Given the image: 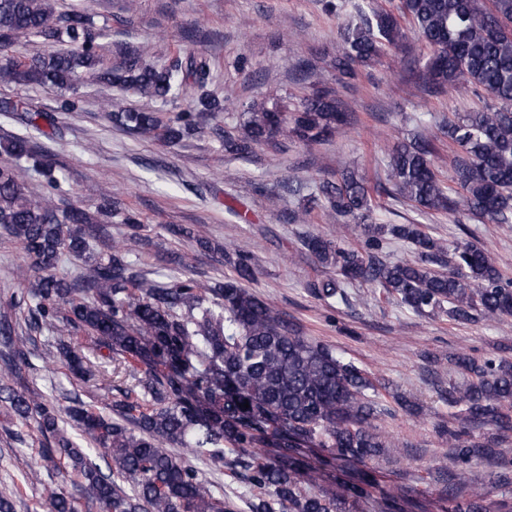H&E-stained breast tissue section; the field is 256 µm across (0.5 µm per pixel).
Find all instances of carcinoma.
<instances>
[{
  "label": "carcinoma",
  "mask_w": 512,
  "mask_h": 512,
  "mask_svg": "<svg viewBox=\"0 0 512 512\" xmlns=\"http://www.w3.org/2000/svg\"><path fill=\"white\" fill-rule=\"evenodd\" d=\"M351 6L358 22L338 31L341 48L334 60L336 80L357 77V68L379 62L413 32L429 52L425 86L485 93L493 104L456 113L438 125L455 149L453 173L444 178L435 165L432 141L414 137L394 146L385 184L371 185L355 168L319 182L308 204L291 212L294 224L307 223L315 208L329 218L355 222L360 248L346 249L330 238L308 234L302 246L336 279L321 283L325 300H347L344 285L362 282L386 299L421 317L446 316L461 323L512 317V279L506 278L483 248L449 244L418 224H380L373 213L381 196L400 198L428 213L459 208L492 224H512V0H323L325 11ZM17 37L69 42L66 51L20 56L10 51ZM215 64L200 50H186L161 65L121 51L105 65L82 16L55 11L53 0H0V83L74 91L87 74L123 92L163 104L180 101L177 112H153L112 103L117 127L145 140L170 144L200 132L205 115L232 108L230 96L208 90ZM1 112H22L38 129L53 117L18 99L0 101ZM243 124L224 132V151L250 157L256 147L291 137L320 143L346 123L336 92L316 88L288 107L286 102H252ZM0 149L15 163L0 167V228L23 247L20 271L27 330L46 329L58 337L61 362L79 377L94 372L82 355L81 337L95 340L104 358L133 371L139 393L100 409L77 402L61 416L56 404L35 391L8 383L29 365L30 336L0 321V390L14 415L31 419L47 445L42 467L65 463L72 490L46 487L49 512H77L76 503L103 512H231L200 479L189 457L167 446L189 448L240 476L259 495L249 512H363L375 499L377 512H402L391 496L374 497L376 478L368 462L384 454L389 442L375 421L387 389L335 349L299 333L285 316L250 291L252 257L235 243L222 246L197 239L221 253L234 275L207 284L170 275L157 281L129 260L117 241L92 253L86 236L106 233L102 218L78 207L61 206L56 166L25 137ZM44 178L48 192L30 197V170ZM407 242L416 258H387V236ZM64 256L83 262L68 279L54 273ZM453 365L470 375L448 382L441 398L451 409L441 433L448 436L453 470L438 469L442 512H488V486H512L500 474L479 482L473 468L482 456L505 457L512 450L493 438L480 441L475 428L512 430V361L457 355ZM249 404L244 408L243 404ZM76 431L68 433L64 425ZM107 460L103 472L89 449ZM322 448L325 465L352 466L344 480L328 475L316 492L304 487L308 461L303 450ZM129 488H124L123 484Z\"/></svg>",
  "instance_id": "carcinoma-1"
}]
</instances>
